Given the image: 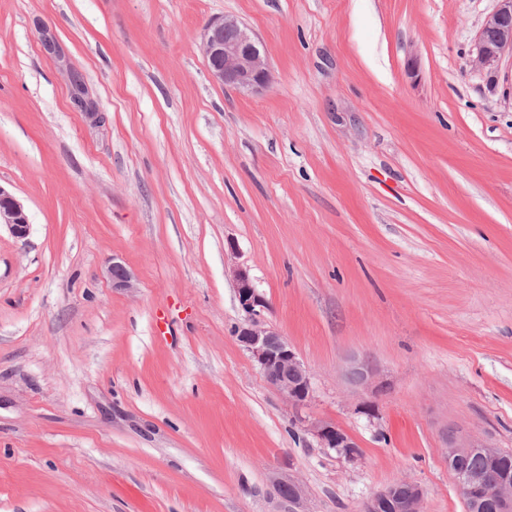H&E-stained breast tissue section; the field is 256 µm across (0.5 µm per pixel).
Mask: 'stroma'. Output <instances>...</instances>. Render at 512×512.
Segmentation results:
<instances>
[{
	"mask_svg": "<svg viewBox=\"0 0 512 512\" xmlns=\"http://www.w3.org/2000/svg\"><path fill=\"white\" fill-rule=\"evenodd\" d=\"M495 6L0 0V185L30 222L0 228V512H284L275 471L301 512L403 480L464 512L447 436L512 452V57L472 64ZM224 15L266 91L211 79ZM236 264L310 372L304 416L234 336ZM199 48L213 80L225 88L257 93L272 83L266 45L236 19L209 21ZM108 273L113 288L121 291H130L136 288V278L121 257L112 255L108 259ZM350 376L353 383L363 390L376 393L382 388L381 385L376 384L375 372L366 361H361L354 365L350 371ZM302 422L315 437L320 448H324L325 451H333L349 461H354L359 456L358 444L336 423L322 419H306V417ZM270 486L273 495L278 498L288 501L292 505H300L304 499L306 492L304 486L296 479L290 476L285 477L279 474L273 475L270 480ZM287 489L288 494L282 495L281 490Z\"/></svg>",
	"mask_w": 512,
	"mask_h": 512,
	"instance_id": "1",
	"label": "stroma"
}]
</instances>
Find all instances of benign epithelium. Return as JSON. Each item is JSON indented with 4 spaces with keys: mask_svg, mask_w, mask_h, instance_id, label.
<instances>
[{
    "mask_svg": "<svg viewBox=\"0 0 512 512\" xmlns=\"http://www.w3.org/2000/svg\"><path fill=\"white\" fill-rule=\"evenodd\" d=\"M213 80L230 89L243 93H257L272 83L269 54L260 38L241 22L233 18L210 21L204 29L199 45ZM512 54V0H496L495 9L489 13L479 30L476 56L473 65L488 73L494 71L502 57ZM23 239L29 233V219L24 205L11 192L0 186V225ZM108 273L112 287L130 291L136 287V278L126 262L119 256L108 259ZM236 283V297L242 321L235 328L240 345L256 362L267 383L282 394L295 409L306 408L311 399V375L294 347L264 318L270 309L265 296L256 288L249 271L236 266L232 269ZM353 383L366 391L376 393L372 366L361 361L350 371ZM307 430L320 447L327 452L353 461L359 456V446L354 439L335 423L322 419H302ZM481 448L490 458L496 456L494 446L486 443H456L448 439L447 457L452 464ZM455 480L469 512L474 502L481 499L493 501L498 512H512V483L504 480L493 486L485 484L476 473L458 471ZM272 493L292 505L301 504L306 492L296 479L279 474L270 480ZM408 494L397 493L398 484H391L368 497L363 512H378L379 506L394 503L395 512H422L423 489L415 482L408 483Z\"/></svg>",
    "mask_w": 512,
    "mask_h": 512,
    "instance_id": "7a95c632",
    "label": "benign epithelium"
}]
</instances>
